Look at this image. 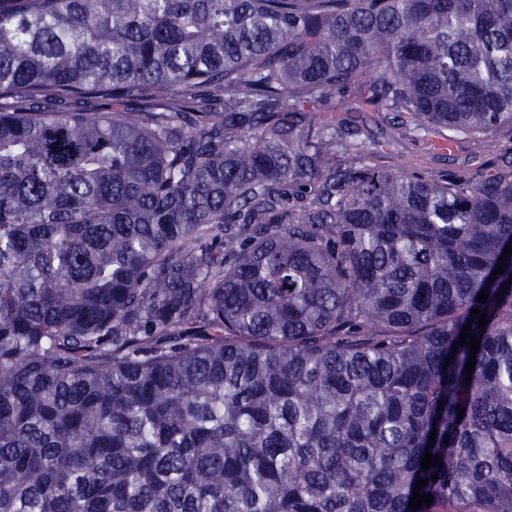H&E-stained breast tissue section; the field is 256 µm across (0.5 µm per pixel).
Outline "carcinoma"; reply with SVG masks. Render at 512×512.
<instances>
[{
	"instance_id": "obj_1",
	"label": "carcinoma",
	"mask_w": 512,
	"mask_h": 512,
	"mask_svg": "<svg viewBox=\"0 0 512 512\" xmlns=\"http://www.w3.org/2000/svg\"><path fill=\"white\" fill-rule=\"evenodd\" d=\"M364 83L512 126V0H0V512H512V172ZM362 92L361 87L348 90L341 98V109L334 113L345 120L349 141L365 142V162L374 167L417 171L435 177L475 171L489 175L512 160V127L509 125L500 126L492 133L494 148L488 147L481 136L461 133H451L449 142L448 131L410 130L406 138L394 141L393 128L382 120L381 113L362 112Z\"/></svg>"
}]
</instances>
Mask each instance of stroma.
Segmentation results:
<instances>
[{
  "mask_svg": "<svg viewBox=\"0 0 512 512\" xmlns=\"http://www.w3.org/2000/svg\"><path fill=\"white\" fill-rule=\"evenodd\" d=\"M361 88L348 90L341 104L350 139L363 143L365 161L381 169L417 171L428 176L445 173L493 174L512 161V127L494 130L491 138L468 134L413 130L394 140L391 125L380 113L363 109Z\"/></svg>",
  "mask_w": 512,
  "mask_h": 512,
  "instance_id": "stroma-1",
  "label": "stroma"
}]
</instances>
